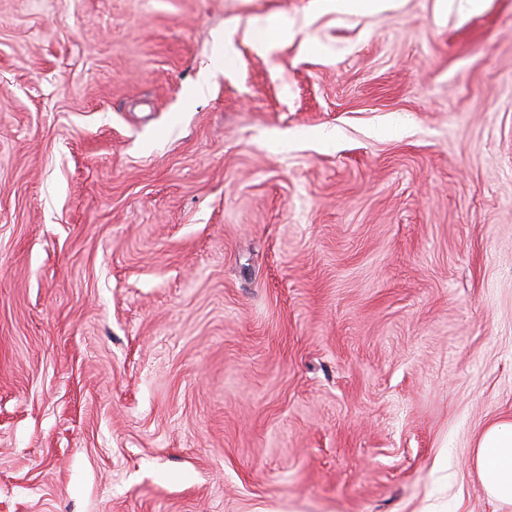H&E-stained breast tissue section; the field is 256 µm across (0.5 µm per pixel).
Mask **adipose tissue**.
Wrapping results in <instances>:
<instances>
[{
	"instance_id": "ef3b65f1",
	"label": "adipose tissue",
	"mask_w": 512,
	"mask_h": 512,
	"mask_svg": "<svg viewBox=\"0 0 512 512\" xmlns=\"http://www.w3.org/2000/svg\"><path fill=\"white\" fill-rule=\"evenodd\" d=\"M476 464L488 479L492 497L512 504V423H495L481 434Z\"/></svg>"
}]
</instances>
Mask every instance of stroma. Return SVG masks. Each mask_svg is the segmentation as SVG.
Returning <instances> with one entry per match:
<instances>
[{"label": "stroma", "instance_id": "1", "mask_svg": "<svg viewBox=\"0 0 512 512\" xmlns=\"http://www.w3.org/2000/svg\"><path fill=\"white\" fill-rule=\"evenodd\" d=\"M509 421L512 0H0V512H512ZM477 467L488 490L501 503L512 504V423H494L481 434L475 450Z\"/></svg>", "mask_w": 512, "mask_h": 512}]
</instances>
